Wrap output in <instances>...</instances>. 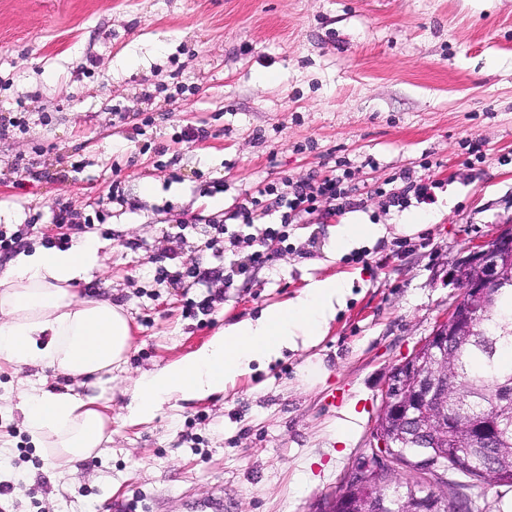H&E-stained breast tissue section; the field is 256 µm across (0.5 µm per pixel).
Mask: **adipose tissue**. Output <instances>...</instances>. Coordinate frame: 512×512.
Returning <instances> with one entry per match:
<instances>
[{"mask_svg": "<svg viewBox=\"0 0 512 512\" xmlns=\"http://www.w3.org/2000/svg\"><path fill=\"white\" fill-rule=\"evenodd\" d=\"M101 247L88 236L65 249L36 247L13 256L0 272V362L52 368L77 379L121 367L132 346L124 307L76 292L98 270ZM353 285V277L345 274L311 280L287 302L226 326L197 352L135 376L128 420L150 422L165 405L224 391L285 352L317 346ZM18 398L23 425L64 471H78L111 439L112 420L92 397L50 391L42 381L30 380Z\"/></svg>", "mask_w": 512, "mask_h": 512, "instance_id": "adipose-tissue-1", "label": "adipose tissue"}]
</instances>
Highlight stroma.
Wrapping results in <instances>:
<instances>
[{
  "label": "stroma",
  "mask_w": 512,
  "mask_h": 512,
  "mask_svg": "<svg viewBox=\"0 0 512 512\" xmlns=\"http://www.w3.org/2000/svg\"><path fill=\"white\" fill-rule=\"evenodd\" d=\"M19 112L24 131L0 127V214L29 224L27 248L55 241L57 202L92 218L103 247L87 289L126 309L128 371L183 359L308 279H359L318 346L151 422H126L121 380L92 387L112 440L74 474L21 422L33 369L0 364V484L15 486L0 512H195L218 485L230 512H316L369 454L389 370L453 302L451 265L512 221V0H0V115ZM196 127L207 139L180 141ZM19 156L36 178L15 172ZM335 171L364 206L290 224L249 279L227 282L187 231L182 259L207 270L217 312L186 315L202 290L157 281L192 216L231 211L261 181ZM407 171L442 180L434 203L386 207L377 188ZM116 180L124 204L102 205ZM422 210L427 226L396 232ZM349 222L389 233L329 258ZM320 360L328 377L305 383Z\"/></svg>",
  "instance_id": "1"
}]
</instances>
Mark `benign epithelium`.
<instances>
[{"instance_id": "1", "label": "benign epithelium", "mask_w": 512, "mask_h": 512, "mask_svg": "<svg viewBox=\"0 0 512 512\" xmlns=\"http://www.w3.org/2000/svg\"><path fill=\"white\" fill-rule=\"evenodd\" d=\"M511 278L512 222L508 221L495 236L472 242L448 270V285L460 291L459 297L430 336L389 372L374 431L377 444L369 459L349 473L343 492L324 501L319 512H334L338 505L346 512H404L378 483L380 477L388 485L395 483L399 468L430 479L433 486L448 484L444 477L450 469L448 455L422 451L408 456L400 449L435 429L456 441L458 425L444 414L456 391L455 378L448 374L449 350L469 340L474 326L486 318L498 288ZM499 437L498 422H475L467 444L476 447Z\"/></svg>"}]
</instances>
